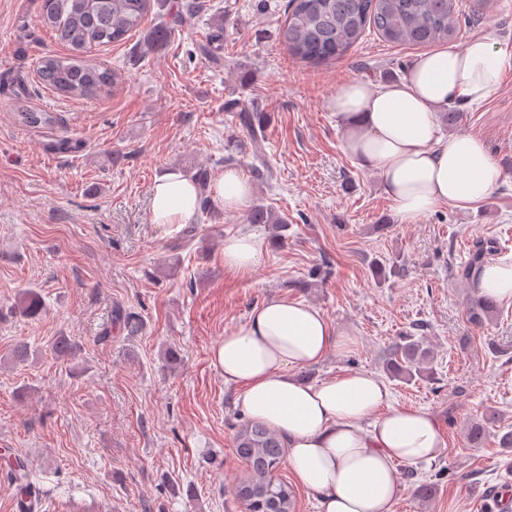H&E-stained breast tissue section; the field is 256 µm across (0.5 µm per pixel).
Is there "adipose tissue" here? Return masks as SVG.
<instances>
[{"mask_svg": "<svg viewBox=\"0 0 512 512\" xmlns=\"http://www.w3.org/2000/svg\"><path fill=\"white\" fill-rule=\"evenodd\" d=\"M508 68L512 51L474 36L462 48L418 55L397 81L349 78L337 85L330 108L344 127L345 149L380 175L400 223H415L443 205L479 204L499 187L503 172L486 143L469 134L445 137L438 111L487 101ZM211 195L225 211L240 212L252 187L231 166ZM197 209L198 191L189 178L169 173L156 179L153 223L186 224ZM265 250L254 233L227 237L224 265L249 272ZM471 286L512 304V258L484 264ZM351 343L315 306L276 296L225 335L214 360L243 413L283 438L288 465L319 512H393L402 492L398 464L436 460L445 442L430 411L392 405L388 384L372 373L353 371L315 383L298 377V370Z\"/></svg>", "mask_w": 512, "mask_h": 512, "instance_id": "ef3b65f1", "label": "adipose tissue"}]
</instances>
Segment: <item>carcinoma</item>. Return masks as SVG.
I'll list each match as a JSON object with an SVG mask.
<instances>
[{"label": "carcinoma", "mask_w": 512, "mask_h": 512, "mask_svg": "<svg viewBox=\"0 0 512 512\" xmlns=\"http://www.w3.org/2000/svg\"><path fill=\"white\" fill-rule=\"evenodd\" d=\"M39 21L52 28L59 41L68 46L71 58L62 61L45 56L39 62L40 82L65 98L93 96L117 80L108 68L91 64L85 54L92 48L119 43L137 30L151 3L165 6L167 0H35ZM199 17L198 2L189 0L180 9L168 13V19L154 28L147 37V49L160 52L177 30L191 29ZM459 28L458 0H289L288 16L279 30V40L289 55L310 64H319L343 57L356 45L366 30L371 29L387 42L409 46H433L457 38ZM193 53L213 68H224V24H219L193 43ZM0 91L16 98L27 94L20 77L5 74ZM236 113L240 128L246 132L259 155L264 139L265 113L256 107H241L235 101L225 105ZM191 180L200 188L198 207L210 210L207 194L209 171L200 168L191 172ZM250 224H281L271 209L262 204L249 212ZM497 252L494 242H476L471 261L463 274L471 276L474 269ZM43 310L40 294L24 292L12 312L36 317ZM497 310L491 298L477 297L469 308L471 323L481 326ZM74 344L58 336L49 345V352L66 358ZM430 351L423 341L411 336L392 350L389 371L392 376L412 380L427 374ZM236 452L247 465L246 476L235 486V496L244 512H271L275 505L282 512H294L295 495L288 482L277 472L284 462L282 439L265 425L247 420L236 435ZM11 477L21 500V512H34L37 502L35 486L24 461L9 460Z\"/></svg>", "instance_id": "obj_1"}]
</instances>
